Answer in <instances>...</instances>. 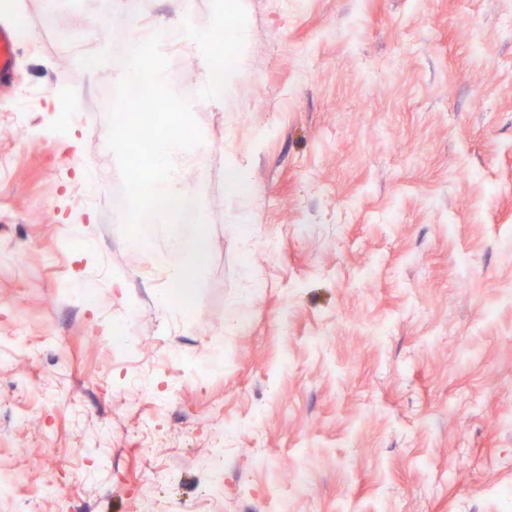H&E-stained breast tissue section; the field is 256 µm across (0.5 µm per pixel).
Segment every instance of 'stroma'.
<instances>
[{
    "label": "stroma",
    "mask_w": 512,
    "mask_h": 512,
    "mask_svg": "<svg viewBox=\"0 0 512 512\" xmlns=\"http://www.w3.org/2000/svg\"><path fill=\"white\" fill-rule=\"evenodd\" d=\"M23 2L0 96V512H59L50 479L90 512H139L149 459L161 512H278L275 488L288 512H512V0H223L246 43L223 97L201 95L194 48L167 57L207 146L186 313L158 302L166 225L139 251L121 212L77 204L84 159L122 178L96 109L109 76L64 41L208 30L212 0ZM62 83L87 123H58ZM233 166L248 191L229 193ZM88 282L94 303L67 300ZM120 319L165 406L104 351ZM219 420L215 501L198 461Z\"/></svg>",
    "instance_id": "obj_1"
}]
</instances>
